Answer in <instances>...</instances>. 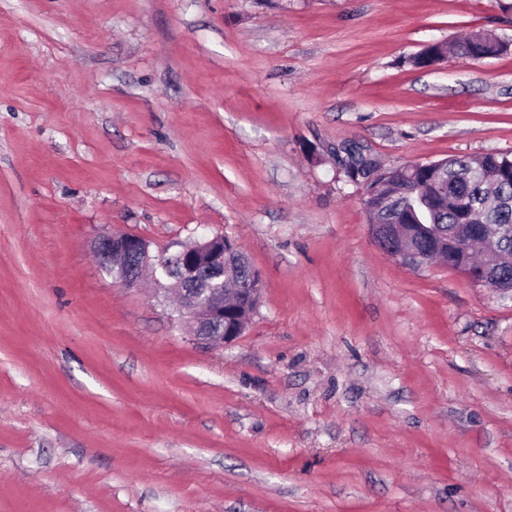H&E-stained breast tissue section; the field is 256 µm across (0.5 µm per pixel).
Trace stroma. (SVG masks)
Listing matches in <instances>:
<instances>
[{"mask_svg": "<svg viewBox=\"0 0 512 512\" xmlns=\"http://www.w3.org/2000/svg\"><path fill=\"white\" fill-rule=\"evenodd\" d=\"M342 142L512 154V0H0V512H512V303L382 251ZM100 233L236 240L244 334ZM506 45L500 39L487 34H473L457 42L456 55L469 60H483L499 55Z\"/></svg>", "mask_w": 512, "mask_h": 512, "instance_id": "35a3bbf8", "label": "stroma"}]
</instances>
